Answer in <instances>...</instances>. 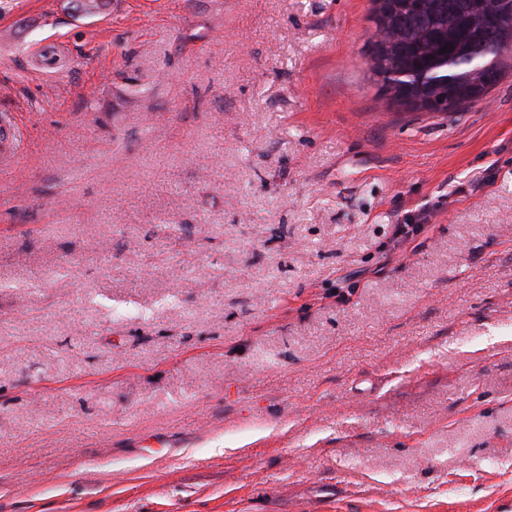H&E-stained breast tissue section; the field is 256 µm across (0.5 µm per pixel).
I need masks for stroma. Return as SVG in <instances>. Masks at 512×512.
<instances>
[{"label":"stroma","mask_w":512,"mask_h":512,"mask_svg":"<svg viewBox=\"0 0 512 512\" xmlns=\"http://www.w3.org/2000/svg\"><path fill=\"white\" fill-rule=\"evenodd\" d=\"M371 17L0 0V512H512V73Z\"/></svg>","instance_id":"1"}]
</instances>
